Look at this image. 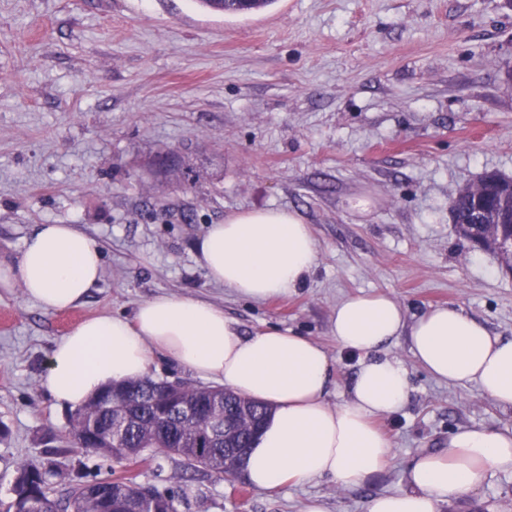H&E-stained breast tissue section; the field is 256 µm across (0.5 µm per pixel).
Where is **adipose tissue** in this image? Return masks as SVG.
<instances>
[{
  "mask_svg": "<svg viewBox=\"0 0 512 512\" xmlns=\"http://www.w3.org/2000/svg\"><path fill=\"white\" fill-rule=\"evenodd\" d=\"M209 280L263 302L301 288L317 264V243L299 213L266 208L231 213L198 243ZM97 243L72 224H43L13 262L0 261V285L21 283L41 308L76 307L101 279ZM330 330L360 356L347 400L328 402L332 363L322 345L289 329L243 333L223 309L195 298L157 296L133 316L100 315L79 323L53 347L43 386L55 404L77 407L102 388L151 371L155 354L270 409L244 459L248 482L277 490L314 478L346 487L385 470L390 444L379 418L410 397L405 366L381 348L408 335L415 361L452 386L477 385L491 403L512 408V339L490 335L463 310L430 309L406 322L384 294L337 303ZM512 473V431L486 426L456 431L445 449L415 456L405 488L372 497L366 512H440L448 498L476 491L484 474Z\"/></svg>",
  "mask_w": 512,
  "mask_h": 512,
  "instance_id": "ef3b65f1",
  "label": "adipose tissue"
}]
</instances>
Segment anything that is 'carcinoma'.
I'll list each match as a JSON object with an SVG mask.
<instances>
[{
  "mask_svg": "<svg viewBox=\"0 0 512 512\" xmlns=\"http://www.w3.org/2000/svg\"><path fill=\"white\" fill-rule=\"evenodd\" d=\"M204 9L233 14H247L263 10L274 0H252L247 8H241L234 0H197ZM453 208L459 218L465 222L474 220L491 223L495 215H482L475 212L469 195H459L453 201ZM164 380H155L149 376L122 384L128 396L142 397L131 418L125 436L118 444L104 443L98 439V432L112 430V387L107 386L78 407L70 418L65 434L60 438L65 450L81 451L109 459H121V449L140 448L143 458H153L168 449L166 456L179 458L183 466L192 472H202L217 482L224 481V443L210 439L203 418H182L169 411L167 419L157 421L155 404L151 400H162ZM178 396L187 402H201L208 397V387L181 384ZM225 406L241 410V418L234 429L233 442L238 448H250L254 443L251 437L252 427L267 417L268 407L232 391L225 392ZM63 479V474L51 464L29 460L22 463L16 471V485L26 490V496L13 501L9 508L13 512H23L32 499L43 501V512H104L103 501H112L99 495V491H112L113 474L94 481H82L76 477L69 481L65 495L55 497L54 486ZM187 503L185 495L171 489L158 490L152 507L148 512H178V504Z\"/></svg>",
  "mask_w": 512,
  "mask_h": 512,
  "instance_id": "obj_1",
  "label": "carcinoma"
}]
</instances>
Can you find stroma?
Here are the masks:
<instances>
[{
    "label": "stroma",
    "instance_id": "1",
    "mask_svg": "<svg viewBox=\"0 0 512 512\" xmlns=\"http://www.w3.org/2000/svg\"><path fill=\"white\" fill-rule=\"evenodd\" d=\"M510 67L504 0H275L246 16L195 0H0V256L16 257L41 224L76 225L103 256L72 309L0 288V512L32 459L87 481L154 479L148 462L57 451L72 410L43 378L52 347L85 319L171 295L210 301L247 333L291 329L331 358L333 405L358 362L329 328L346 297L386 294L409 320L455 306L512 339V272L448 209L485 172L512 178ZM252 208L292 209L311 226L317 265L293 295L242 299L199 262L207 228ZM385 354L407 368L411 396L380 420L390 461L364 484L272 492L168 458L165 485L189 488V512H303L316 498L326 512H365L457 429L512 430L511 409L432 378L407 338ZM442 512H512V473L487 472Z\"/></svg>",
    "mask_w": 512,
    "mask_h": 512
}]
</instances>
